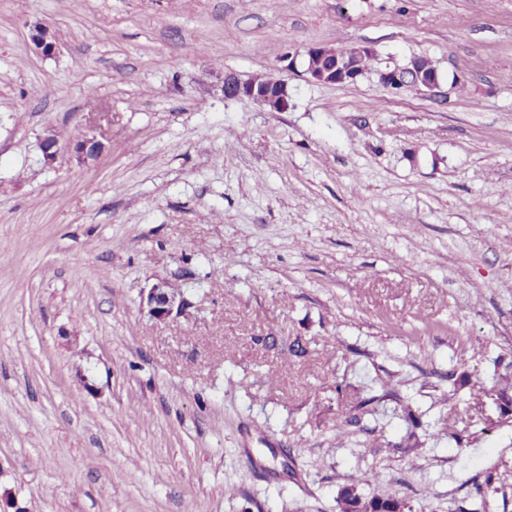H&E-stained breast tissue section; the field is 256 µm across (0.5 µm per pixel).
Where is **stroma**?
<instances>
[{
  "label": "stroma",
  "instance_id": "35a3bbf8",
  "mask_svg": "<svg viewBox=\"0 0 512 512\" xmlns=\"http://www.w3.org/2000/svg\"><path fill=\"white\" fill-rule=\"evenodd\" d=\"M316 45L442 82L287 70ZM228 72L290 109L225 98ZM509 73L512 0H0V504L338 512L374 469L362 493L411 512H473L498 474L488 512H512L487 395L512 360ZM87 130L107 149L82 163ZM163 280L189 305L157 324ZM28 28L32 31L29 46L31 50L42 57H53L56 55L59 46V38L54 29L41 21L29 23ZM423 65L426 68L425 73L436 71L434 65L425 57H423ZM412 73L424 74L421 57L417 55L411 56L403 64L386 65L384 69L376 71L380 83L394 90L404 88ZM422 85L430 91L438 89L440 82L437 72L424 74ZM223 92L226 98H249L271 112H285L290 106L288 85L284 80L256 77L242 80L238 75H224Z\"/></svg>",
  "mask_w": 512,
  "mask_h": 512
}]
</instances>
